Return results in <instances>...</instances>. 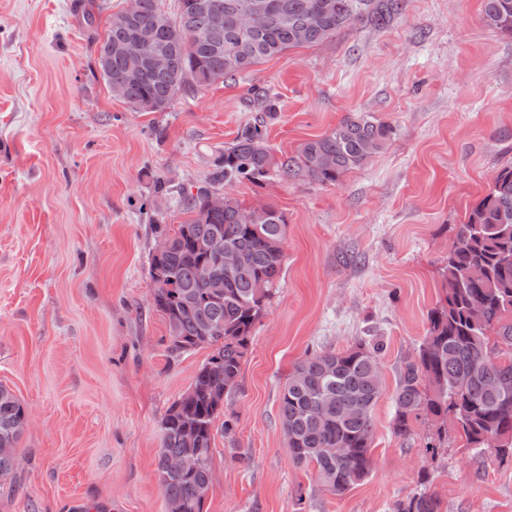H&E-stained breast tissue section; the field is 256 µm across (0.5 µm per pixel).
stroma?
I'll return each mask as SVG.
<instances>
[{"mask_svg": "<svg viewBox=\"0 0 512 512\" xmlns=\"http://www.w3.org/2000/svg\"><path fill=\"white\" fill-rule=\"evenodd\" d=\"M0 0V384L26 406L12 488L0 512H166L159 424L209 348L178 354L150 301L155 225L187 215L179 189L212 174L211 154L274 97L276 156L369 112L394 135L338 183L273 176L224 187L288 224L282 276L256 323L233 438L216 433L203 512H390L421 471L446 512H512V460L466 447L437 422L392 428L400 367L442 295L456 224L512 163V36L482 0H404L391 25L355 22L189 94L162 112L114 98L95 68L126 0ZM384 337L373 470L352 491H321L294 464L278 409L296 361Z\"/></svg>", "mask_w": 512, "mask_h": 512, "instance_id": "35a3bbf8", "label": "stroma"}]
</instances>
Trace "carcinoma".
I'll return each instance as SVG.
<instances>
[{"label": "carcinoma", "instance_id": "cac0c4a2", "mask_svg": "<svg viewBox=\"0 0 512 512\" xmlns=\"http://www.w3.org/2000/svg\"><path fill=\"white\" fill-rule=\"evenodd\" d=\"M206 2L224 8V27L210 31L205 42L171 40L156 26L163 15L159 0H135L131 22L124 12L113 14L99 48H115L139 36L164 50L169 64L165 71L137 75L133 61L114 51L109 68L101 72L105 83H124L128 103L144 112H162L181 93L232 78L288 49L318 44L355 21L387 27L402 10V0H276L288 21L259 15L243 31L237 7L246 0ZM311 13L318 14L321 28H302ZM482 16L488 26L512 34V0H482ZM172 24L189 31L206 29L209 17L197 0H178ZM264 128L262 119L244 127L218 152L214 181L258 183L273 173L282 179L304 176L334 185L384 150L394 134L390 123L372 114L346 116L330 134L303 143L294 156L278 159L266 143ZM211 189L207 184L195 193L182 192L189 218L160 231L168 250L152 257L149 267L151 273L161 268L164 275V287L153 289V306L167 324L170 350L212 348L159 426V485L165 500L182 502L184 512H203L217 419L224 418V435L236 430L237 418L225 414L224 403L238 389L252 330L280 278L287 227L284 215L272 206L265 207L258 223H240L243 207L227 195L224 209L206 212L203 196ZM216 233L241 259L239 268L224 276L220 302L209 299L205 288L212 259L194 247L195 240ZM443 276V295L428 313L426 335L399 374L393 432L406 439L414 435L421 418L440 420L453 413L467 447L504 459L512 455V321H505L512 315V166L496 173L489 191L455 228ZM259 280L266 283L262 294L256 293ZM207 328L215 333L204 335ZM385 349L384 341L372 336L341 351L307 354L296 362L281 393L278 418L288 451L297 465L312 469L332 495L347 493L372 473L373 413L382 392L380 358ZM220 386L222 398L213 393ZM322 401L326 410L316 418L313 409ZM25 415L22 402L0 384V475L10 476L11 485L17 474L18 427ZM188 431L197 435L192 445L184 440ZM326 448H342L344 453L328 457ZM186 452L200 457L199 468L171 473L168 459ZM391 512H442V504L437 495L420 491L396 501Z\"/></svg>", "mask_w": 512, "mask_h": 512}]
</instances>
